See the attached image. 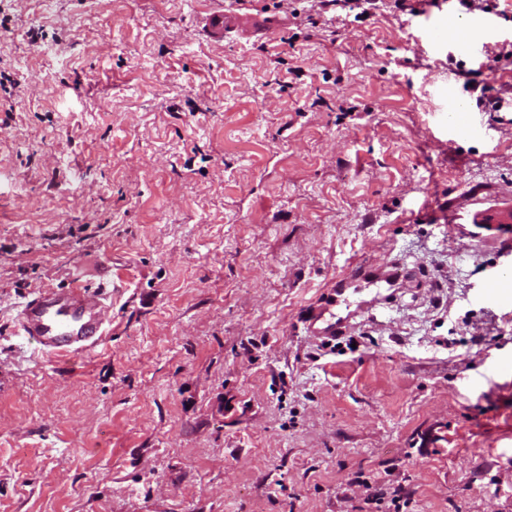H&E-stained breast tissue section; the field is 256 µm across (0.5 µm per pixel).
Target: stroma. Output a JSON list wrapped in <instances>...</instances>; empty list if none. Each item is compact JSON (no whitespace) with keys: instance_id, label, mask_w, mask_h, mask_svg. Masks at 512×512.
I'll return each mask as SVG.
<instances>
[{"instance_id":"35a3bbf8","label":"stroma","mask_w":512,"mask_h":512,"mask_svg":"<svg viewBox=\"0 0 512 512\" xmlns=\"http://www.w3.org/2000/svg\"><path fill=\"white\" fill-rule=\"evenodd\" d=\"M233 3L280 25L211 41ZM488 5L0 0V512H512V223L487 221L512 0ZM383 264L411 280L310 336ZM77 280L108 335L65 361L15 326ZM394 266H360L336 280L333 288L324 294L319 312L311 320L310 331L316 338L336 339L342 335L350 320L366 303L359 295L371 287L394 288L399 280Z\"/></svg>"}]
</instances>
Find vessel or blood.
<instances>
[{
	"instance_id": "1",
	"label": "vessel or blood",
	"mask_w": 512,
	"mask_h": 512,
	"mask_svg": "<svg viewBox=\"0 0 512 512\" xmlns=\"http://www.w3.org/2000/svg\"><path fill=\"white\" fill-rule=\"evenodd\" d=\"M239 14L217 10L206 18L212 39L223 41L237 31ZM399 277L392 266H360L337 279L324 294L319 312L310 323L313 336L331 340L342 335L364 303L361 295L370 288H393ZM102 297L89 294L81 286L49 291L27 300L20 311L17 328L20 335L35 341L52 355L74 357L98 347L105 334Z\"/></svg>"
}]
</instances>
